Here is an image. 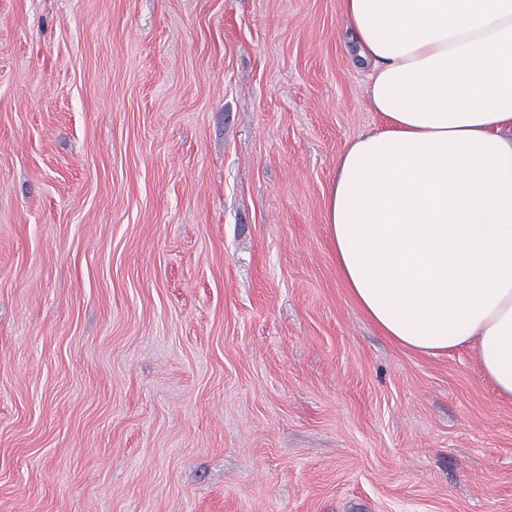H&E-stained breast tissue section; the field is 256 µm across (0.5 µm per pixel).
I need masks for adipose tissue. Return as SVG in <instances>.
<instances>
[{
	"instance_id": "adipose-tissue-1",
	"label": "adipose tissue",
	"mask_w": 512,
	"mask_h": 512,
	"mask_svg": "<svg viewBox=\"0 0 512 512\" xmlns=\"http://www.w3.org/2000/svg\"><path fill=\"white\" fill-rule=\"evenodd\" d=\"M383 124L337 160L325 222L389 339L474 347L512 397V0H342Z\"/></svg>"
}]
</instances>
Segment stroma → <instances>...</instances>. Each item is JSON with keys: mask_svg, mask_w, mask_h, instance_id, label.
<instances>
[{"mask_svg": "<svg viewBox=\"0 0 512 512\" xmlns=\"http://www.w3.org/2000/svg\"><path fill=\"white\" fill-rule=\"evenodd\" d=\"M368 74L340 0H0V512H512V399L336 271Z\"/></svg>", "mask_w": 512, "mask_h": 512, "instance_id": "obj_1", "label": "stroma"}]
</instances>
